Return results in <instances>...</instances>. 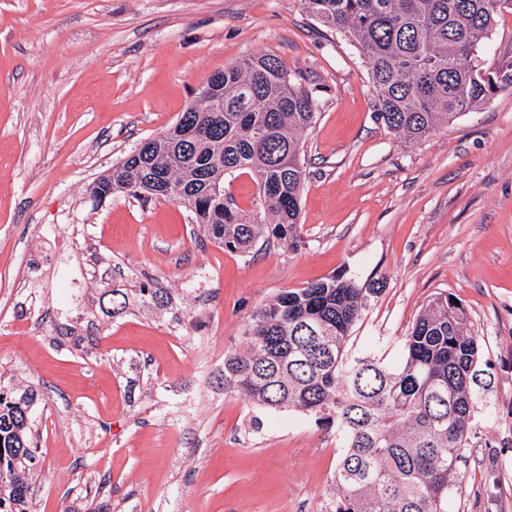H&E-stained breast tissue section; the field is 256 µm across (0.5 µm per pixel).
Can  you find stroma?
I'll list each match as a JSON object with an SVG mask.
<instances>
[{
  "label": "stroma",
  "mask_w": 512,
  "mask_h": 512,
  "mask_svg": "<svg viewBox=\"0 0 512 512\" xmlns=\"http://www.w3.org/2000/svg\"><path fill=\"white\" fill-rule=\"evenodd\" d=\"M255 54L319 102L296 249L229 252L176 202L90 195ZM481 63L512 64V14ZM62 264L82 300L61 301ZM342 272L379 289L357 352L397 358L436 295L466 307L494 445L470 449L448 512H512V86L410 142L377 119L357 45L300 0H0V385L38 393L31 512H325L335 429L225 396L221 375L256 308ZM144 286L168 304H139Z\"/></svg>",
  "instance_id": "1"
}]
</instances>
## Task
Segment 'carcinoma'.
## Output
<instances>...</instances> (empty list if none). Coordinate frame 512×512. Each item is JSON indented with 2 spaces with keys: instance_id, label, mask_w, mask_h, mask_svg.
Instances as JSON below:
<instances>
[{
  "instance_id": "cac0c4a2",
  "label": "carcinoma",
  "mask_w": 512,
  "mask_h": 512,
  "mask_svg": "<svg viewBox=\"0 0 512 512\" xmlns=\"http://www.w3.org/2000/svg\"><path fill=\"white\" fill-rule=\"evenodd\" d=\"M300 2L357 43L378 118L408 141L512 85V66L493 77L478 63L512 0ZM317 111L315 96L278 58H246L213 75L181 114L194 128L192 140L180 139L175 126L150 139V161L134 151L112 165V182L97 179L88 190L176 201L190 188L196 223L224 248L245 254L267 238L293 249L307 177L302 137ZM236 173L256 184V205L271 222L247 220L220 189ZM380 292L334 274L258 307L241 346L224 356V394L336 429L342 450L326 512H448V498L462 489L465 449L492 447L475 417L489 387L481 344L464 305L441 294L412 324L397 359L352 353L351 331ZM139 293L144 303L168 302L159 288ZM35 401L31 388L0 385V512H30Z\"/></svg>"
}]
</instances>
